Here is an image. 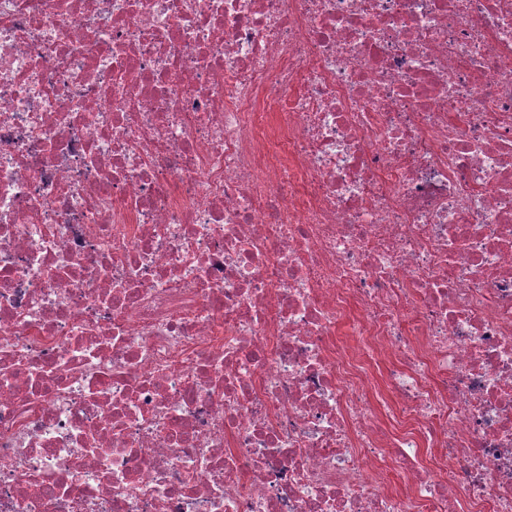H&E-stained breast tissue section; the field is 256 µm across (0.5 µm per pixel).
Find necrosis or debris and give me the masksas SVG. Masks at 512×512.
<instances>
[{
    "mask_svg": "<svg viewBox=\"0 0 512 512\" xmlns=\"http://www.w3.org/2000/svg\"><path fill=\"white\" fill-rule=\"evenodd\" d=\"M0 512H512V0H0Z\"/></svg>",
    "mask_w": 512,
    "mask_h": 512,
    "instance_id": "4bbe7bcc",
    "label": "necrosis or debris"
}]
</instances>
